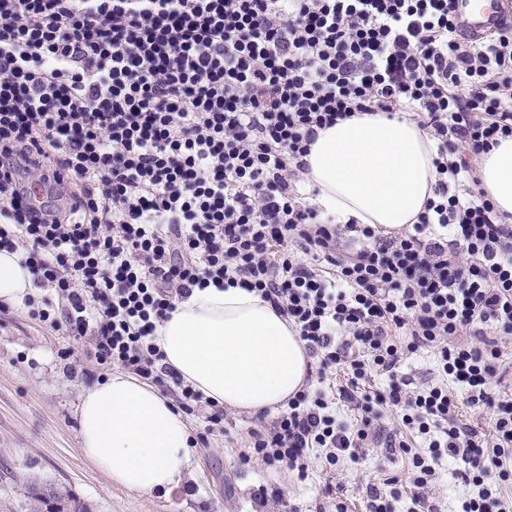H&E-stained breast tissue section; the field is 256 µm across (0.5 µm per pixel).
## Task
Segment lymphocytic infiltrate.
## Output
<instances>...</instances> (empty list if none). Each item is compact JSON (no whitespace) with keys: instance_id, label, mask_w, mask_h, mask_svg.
I'll use <instances>...</instances> for the list:
<instances>
[{"instance_id":"obj_1","label":"lymphocytic infiltrate","mask_w":512,"mask_h":512,"mask_svg":"<svg viewBox=\"0 0 512 512\" xmlns=\"http://www.w3.org/2000/svg\"><path fill=\"white\" fill-rule=\"evenodd\" d=\"M405 115L437 141V183L399 231L324 221L302 192L319 130ZM512 137V24L470 41L455 0H0V250L33 276L29 319L90 340L96 362L162 387L206 434L224 408L166 362L158 328L193 288L256 293L298 333L317 376L242 463L305 474L368 441L411 460L366 512H512V395L493 391L512 335V224L474 162ZM432 351L443 383L400 365ZM386 388L368 385L372 370ZM361 412L339 421L327 396ZM494 443L456 419L454 389ZM425 440L411 452L404 439ZM459 463L452 459L444 464L429 489L433 503L441 512H458L459 499L465 491L458 474Z\"/></svg>"}]
</instances>
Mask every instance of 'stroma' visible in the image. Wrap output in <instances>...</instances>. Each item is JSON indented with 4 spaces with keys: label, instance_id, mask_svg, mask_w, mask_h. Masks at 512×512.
Returning <instances> with one entry per match:
<instances>
[{
    "label": "stroma",
    "instance_id": "35a3bbf8",
    "mask_svg": "<svg viewBox=\"0 0 512 512\" xmlns=\"http://www.w3.org/2000/svg\"><path fill=\"white\" fill-rule=\"evenodd\" d=\"M71 341L28 319L22 308L0 312V512H36L24 492L30 483L69 490L90 512H364L385 475L407 476L408 460L366 447L364 460L337 469L311 464L306 478L239 453L252 414L228 410L224 431L195 444L181 483L168 492L131 493L111 485L83 455L75 407L83 387L105 377ZM459 464H444L429 489L440 512H457L465 491Z\"/></svg>",
    "mask_w": 512,
    "mask_h": 512
}]
</instances>
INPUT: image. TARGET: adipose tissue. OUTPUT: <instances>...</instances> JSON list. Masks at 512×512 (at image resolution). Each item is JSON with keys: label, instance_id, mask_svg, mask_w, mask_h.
<instances>
[{"label": "adipose tissue", "instance_id": "obj_1", "mask_svg": "<svg viewBox=\"0 0 512 512\" xmlns=\"http://www.w3.org/2000/svg\"><path fill=\"white\" fill-rule=\"evenodd\" d=\"M435 152L431 134L412 120L355 116L319 131L305 158L304 186L323 218L399 230L415 223L434 196ZM479 178L496 211L512 215V137L482 156ZM33 291L17 254L0 251V304H23ZM156 343L205 397L249 413L286 406L307 373L296 331L239 287L193 289L158 329ZM76 418L84 456L123 489H170L189 463L184 413L127 373L83 388Z\"/></svg>", "mask_w": 512, "mask_h": 512}]
</instances>
